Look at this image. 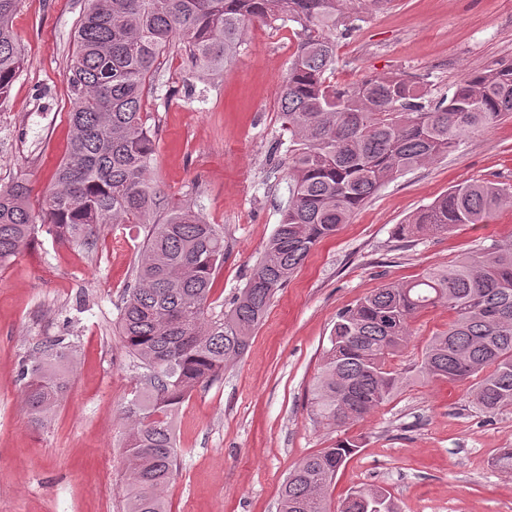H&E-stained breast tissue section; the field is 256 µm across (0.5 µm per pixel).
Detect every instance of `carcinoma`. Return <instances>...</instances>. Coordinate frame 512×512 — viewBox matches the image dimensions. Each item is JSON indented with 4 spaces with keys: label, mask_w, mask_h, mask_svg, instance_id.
<instances>
[{
    "label": "carcinoma",
    "mask_w": 512,
    "mask_h": 512,
    "mask_svg": "<svg viewBox=\"0 0 512 512\" xmlns=\"http://www.w3.org/2000/svg\"><path fill=\"white\" fill-rule=\"evenodd\" d=\"M388 0H84L66 72L71 137L38 209L24 178L0 188V268L47 232L74 242L108 224H146L134 287L120 307V335L144 387L127 408V512H168L177 469L175 411L197 386L240 358L278 290L309 252L336 235L382 186L448 155L512 118V63L471 73L438 100L401 75L338 86L336 31ZM18 0H0V104L26 60L11 27ZM301 27L279 101L288 129V202L280 224L228 310L213 315L214 276L224 234L193 207L170 206L153 184L154 145L142 120L146 85L160 55L179 43L194 67L217 74L256 21ZM512 206V187L465 180L398 225L399 235L446 233L483 224ZM439 304L453 319L426 343L419 371L468 382L471 403L489 415L512 410V239L420 278L385 284L337 314L313 390V421L343 431L406 383L391 361L414 335L413 319ZM59 338L21 366L24 395L42 424L58 407L72 362ZM358 451L348 439L303 457L280 490L279 512H331L327 491ZM338 512H398L392 497L362 487Z\"/></svg>",
    "instance_id": "carcinoma-1"
}]
</instances>
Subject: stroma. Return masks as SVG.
Wrapping results in <instances>:
<instances>
[{
  "mask_svg": "<svg viewBox=\"0 0 512 512\" xmlns=\"http://www.w3.org/2000/svg\"><path fill=\"white\" fill-rule=\"evenodd\" d=\"M83 6L19 0L12 21L26 65L0 105V187L26 177L34 203L69 141L65 74ZM299 40L295 23L253 24L216 76L170 48L143 97L154 183L169 203L193 204L224 233L211 296L218 312L243 288L288 199L289 135L277 101ZM336 56V83L404 73L428 81L433 96L448 95L467 75L512 61V0H392L337 36ZM467 179L512 184V119L381 187L310 252L244 355L180 406L171 512H279L292 466L336 440L313 423L310 402L337 313L384 284L512 237V209L445 235H398V224ZM146 234L143 224H112L74 243L43 233L0 270V512H125V410L139 371L115 324ZM451 319L444 306L415 318L393 361L410 379L350 427L361 447L337 473L331 504L376 487L401 512H512V476L492 464L498 449L512 447V410L488 416L469 403L467 384L419 371L428 339ZM59 336L77 352L67 393L41 426L18 374Z\"/></svg>",
  "mask_w": 512,
  "mask_h": 512,
  "instance_id": "1",
  "label": "stroma"
}]
</instances>
